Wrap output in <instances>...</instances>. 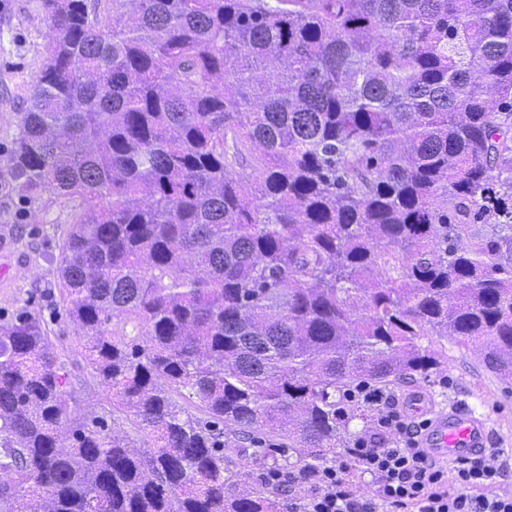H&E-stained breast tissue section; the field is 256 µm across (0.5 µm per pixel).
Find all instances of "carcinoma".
Instances as JSON below:
<instances>
[{"label": "carcinoma", "instance_id": "obj_1", "mask_svg": "<svg viewBox=\"0 0 512 512\" xmlns=\"http://www.w3.org/2000/svg\"><path fill=\"white\" fill-rule=\"evenodd\" d=\"M43 6L8 174L83 203L66 314L149 442L77 417L19 312L0 512H281V484L238 489L244 460L349 447L368 414H339L345 392L438 368L420 337L481 344L512 380V0Z\"/></svg>", "mask_w": 512, "mask_h": 512}]
</instances>
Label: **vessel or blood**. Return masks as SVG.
<instances>
[{
  "instance_id": "vessel-or-blood-1",
  "label": "vessel or blood",
  "mask_w": 512,
  "mask_h": 512,
  "mask_svg": "<svg viewBox=\"0 0 512 512\" xmlns=\"http://www.w3.org/2000/svg\"><path fill=\"white\" fill-rule=\"evenodd\" d=\"M429 424L420 444L436 459L448 462L484 456L489 421L458 406L437 405L428 411Z\"/></svg>"
}]
</instances>
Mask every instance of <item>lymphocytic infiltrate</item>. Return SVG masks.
<instances>
[{"instance_id":"obj_1","label":"lymphocytic infiltrate","mask_w":512,"mask_h":512,"mask_svg":"<svg viewBox=\"0 0 512 512\" xmlns=\"http://www.w3.org/2000/svg\"><path fill=\"white\" fill-rule=\"evenodd\" d=\"M347 402L371 408L373 430L354 440L335 464L309 473L315 489L288 501V512H512L503 479L512 463L490 451L443 466L418 444L427 426L399 399L360 384Z\"/></svg>"}]
</instances>
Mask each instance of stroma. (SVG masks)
<instances>
[{"instance_id": "35a3bbf8", "label": "stroma", "mask_w": 512, "mask_h": 512, "mask_svg": "<svg viewBox=\"0 0 512 512\" xmlns=\"http://www.w3.org/2000/svg\"><path fill=\"white\" fill-rule=\"evenodd\" d=\"M43 0H0V319L27 311L39 317L71 371L79 417L104 420L111 432L145 447L133 416L112 406L84 356L79 325L65 318L58 288L61 232L81 209L79 200L45 192L26 197L9 184L7 159L30 87L40 74L48 43ZM429 352L444 354L428 376L392 383L401 396L424 402L466 405L485 416L491 447L512 458V382L483 363L481 346L464 347L453 336H424Z\"/></svg>"}]
</instances>
